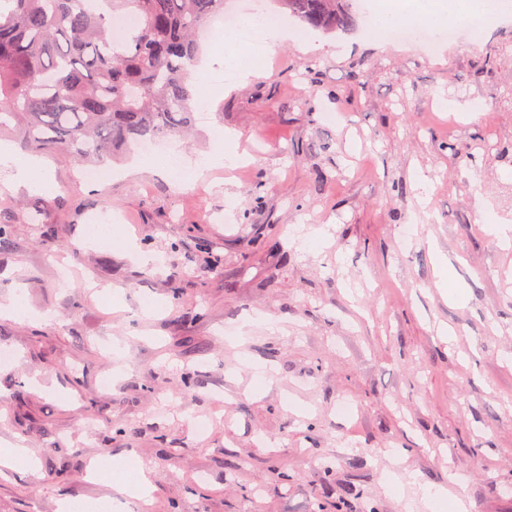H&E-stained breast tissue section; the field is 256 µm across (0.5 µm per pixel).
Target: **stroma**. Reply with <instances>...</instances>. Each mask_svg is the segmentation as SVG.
<instances>
[{
  "label": "stroma",
  "mask_w": 512,
  "mask_h": 512,
  "mask_svg": "<svg viewBox=\"0 0 512 512\" xmlns=\"http://www.w3.org/2000/svg\"><path fill=\"white\" fill-rule=\"evenodd\" d=\"M506 2L432 48L374 42L363 8L330 34L288 18L258 76L197 85L179 143L199 161L231 131L246 163L180 186L134 154L90 182L44 153L48 237L0 166V299L41 314L0 318V443L39 462L0 474V512H127L94 458L145 467L152 512H427L417 484L452 472L470 512H512V246L477 222L512 223ZM106 213L158 266L83 246Z\"/></svg>",
  "instance_id": "1"
}]
</instances>
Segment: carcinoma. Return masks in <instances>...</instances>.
I'll list each match as a JSON object with an SVG mask.
<instances>
[{
	"instance_id": "1",
	"label": "carcinoma",
	"mask_w": 512,
	"mask_h": 512,
	"mask_svg": "<svg viewBox=\"0 0 512 512\" xmlns=\"http://www.w3.org/2000/svg\"><path fill=\"white\" fill-rule=\"evenodd\" d=\"M312 28L353 22L352 0H275ZM224 0H0V132L100 166L193 125L198 32ZM127 17L136 24L117 38ZM16 214L0 209V248Z\"/></svg>"
}]
</instances>
